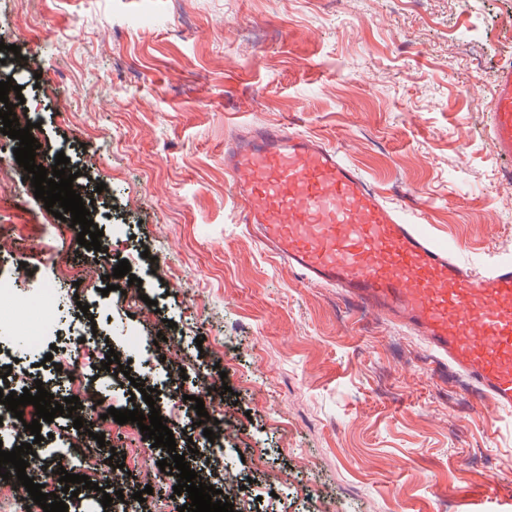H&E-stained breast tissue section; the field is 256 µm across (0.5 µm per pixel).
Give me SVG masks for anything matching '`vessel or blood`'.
<instances>
[{
  "instance_id": "vessel-or-blood-1",
  "label": "vessel or blood",
  "mask_w": 512,
  "mask_h": 512,
  "mask_svg": "<svg viewBox=\"0 0 512 512\" xmlns=\"http://www.w3.org/2000/svg\"><path fill=\"white\" fill-rule=\"evenodd\" d=\"M490 137L512 155V66L502 69ZM224 168L259 244L305 280L399 322L512 413V259L476 261L404 217L321 140L260 125L224 146ZM463 492V512L487 495Z\"/></svg>"
}]
</instances>
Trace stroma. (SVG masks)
Listing matches in <instances>:
<instances>
[{"label":"stroma","instance_id":"stroma-1","mask_svg":"<svg viewBox=\"0 0 512 512\" xmlns=\"http://www.w3.org/2000/svg\"><path fill=\"white\" fill-rule=\"evenodd\" d=\"M0 42V58L16 45L26 59L0 81L28 90L47 150L103 186L104 245L87 250L77 229L46 227L17 140L0 136L13 190L0 200V281L13 303L33 305L62 257L104 274L125 259L142 281L106 295L63 285L39 347L25 330L0 334V364L16 372L47 355L63 365L69 339L95 337L69 393L98 400L105 441L57 417L42 426L50 462L87 474V455L115 446L106 411L131 408L136 378L164 390L156 407L177 452L198 450L234 512H441L462 488L512 483V417L421 337L272 258L224 170L225 141L275 123L337 149L466 256H512V157L489 134L512 0H0ZM80 302L89 313L70 324ZM218 392L216 438H198L189 398ZM140 455L148 471L128 483L151 485L145 502L106 508L82 491L68 512H176L166 448Z\"/></svg>","mask_w":512,"mask_h":512}]
</instances>
